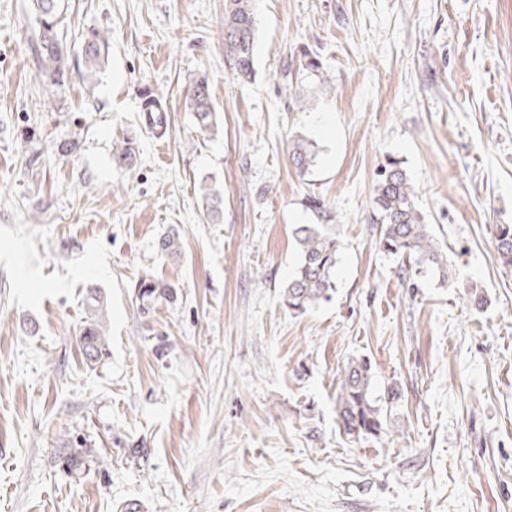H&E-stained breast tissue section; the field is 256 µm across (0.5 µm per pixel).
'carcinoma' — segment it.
I'll return each instance as SVG.
<instances>
[{"label":"carcinoma","instance_id":"obj_1","mask_svg":"<svg viewBox=\"0 0 512 512\" xmlns=\"http://www.w3.org/2000/svg\"><path fill=\"white\" fill-rule=\"evenodd\" d=\"M37 29L31 54L43 83L53 91L61 89L70 72L69 53L57 32L58 0H32ZM256 18L252 0H224V58L244 80L255 76L254 49ZM110 37L92 29L82 35V66L77 73L88 83L98 81L108 59ZM187 110L202 132L216 127V111L211 86L206 77L195 79L186 97ZM134 149L127 142L115 144L112 162L118 167L131 165ZM292 160L304 171L313 165V144L304 137L293 143ZM202 208L209 222L219 224L224 217V187L214 184L201 187ZM370 222L379 232V246L391 254L406 257L418 267L447 274L448 264L417 208L415 192L402 167V162L389 157L382 163L374 187ZM292 236L298 254L293 274L283 286V301L288 311L303 313L329 298L335 288V269L340 240L332 224H298ZM495 247L498 260L512 270V224L495 225ZM161 255L176 258L180 253L175 236H164L157 243ZM136 298L143 313L174 299L173 286L153 277L138 284ZM87 320L81 336L88 362H98L106 354L108 342L100 296L89 287L86 297ZM371 363L355 358L345 366L336 393V415L340 429L351 439L361 440L380 434L384 429L382 408L372 396Z\"/></svg>","mask_w":512,"mask_h":512}]
</instances>
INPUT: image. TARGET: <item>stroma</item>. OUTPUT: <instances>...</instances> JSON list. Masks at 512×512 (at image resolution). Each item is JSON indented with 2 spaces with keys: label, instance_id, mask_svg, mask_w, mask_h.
Returning <instances> with one entry per match:
<instances>
[{
  "label": "stroma",
  "instance_id": "obj_1",
  "mask_svg": "<svg viewBox=\"0 0 512 512\" xmlns=\"http://www.w3.org/2000/svg\"><path fill=\"white\" fill-rule=\"evenodd\" d=\"M254 10L245 83L224 61V0H60L67 44L95 27L111 47L95 86L56 93L31 60L30 0H0V512H512V274L493 237L512 224V0ZM201 73L218 117L204 136L185 108ZM147 89L168 105L160 138L139 121ZM299 134L317 147L303 173ZM124 138L136 159L119 168ZM390 156L448 275L379 248L368 216ZM205 179L223 223L202 214ZM310 196L341 249L330 299L295 315L281 291ZM169 234L174 260L156 250ZM147 271L177 299L145 314ZM355 357L374 398L396 394L360 441L336 417ZM201 187L202 208L209 222L219 224L224 217V187L217 182ZM100 299L95 287H89L86 305L87 310L90 311V318L84 326L81 340L85 357L91 364L98 362L106 354L108 347L103 305L100 306Z\"/></svg>",
  "mask_w": 512,
  "mask_h": 512
}]
</instances>
